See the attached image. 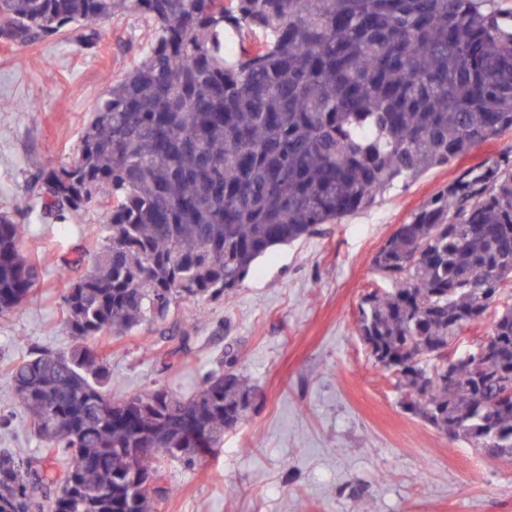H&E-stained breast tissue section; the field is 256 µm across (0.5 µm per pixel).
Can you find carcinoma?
Masks as SVG:
<instances>
[{
  "label": "carcinoma",
  "instance_id": "cac0c4a2",
  "mask_svg": "<svg viewBox=\"0 0 512 512\" xmlns=\"http://www.w3.org/2000/svg\"><path fill=\"white\" fill-rule=\"evenodd\" d=\"M124 9L155 37L94 106L72 161L39 168L27 188L43 214L103 205L91 255L61 272L67 351L34 345L10 380L40 457L0 448V512H158L141 473L165 479V449L203 462L248 409L233 370H209L194 394L166 388L112 402L105 335L163 323L182 301L239 287L272 249L371 207L400 180L512 129V33L478 0H0V39L76 35ZM239 36L235 57L224 38ZM22 223L0 213V316L23 307L39 271ZM390 287L365 294L358 332L395 374L407 409L483 451L512 458V158L467 168L401 224L373 260ZM493 313L482 373L477 348L448 346Z\"/></svg>",
  "mask_w": 512,
  "mask_h": 512
}]
</instances>
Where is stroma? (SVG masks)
<instances>
[{
  "instance_id": "35a3bbf8",
  "label": "stroma",
  "mask_w": 512,
  "mask_h": 512,
  "mask_svg": "<svg viewBox=\"0 0 512 512\" xmlns=\"http://www.w3.org/2000/svg\"><path fill=\"white\" fill-rule=\"evenodd\" d=\"M94 53L63 36L0 42V210L25 227L21 249L40 272L29 301L0 318V448L39 452L8 369L30 344L68 348L61 265L94 250L105 221L94 207L63 221L31 207V171L72 160L108 77L130 69L153 37L118 12L97 27ZM32 101L36 111L20 109ZM512 155L506 129L467 156L395 186L376 203L274 248L224 298L184 301L170 337L143 327L103 344L112 399L159 386L190 395L220 359L254 389L242 420L192 469L165 464L159 512H512V462L488 463L407 411L395 376L376 366L357 330L362 297L387 287L372 260L395 229L462 169Z\"/></svg>"
}]
</instances>
